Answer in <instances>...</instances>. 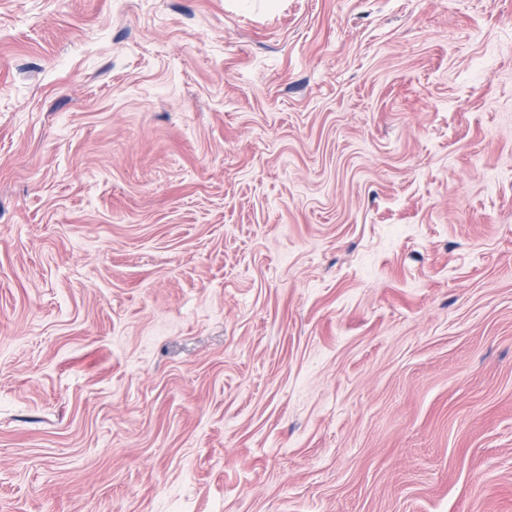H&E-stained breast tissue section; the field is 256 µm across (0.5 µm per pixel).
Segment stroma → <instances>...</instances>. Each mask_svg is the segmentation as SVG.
Segmentation results:
<instances>
[{
    "label": "stroma",
    "instance_id": "35a3bbf8",
    "mask_svg": "<svg viewBox=\"0 0 512 512\" xmlns=\"http://www.w3.org/2000/svg\"><path fill=\"white\" fill-rule=\"evenodd\" d=\"M0 512H512V0H0Z\"/></svg>",
    "mask_w": 512,
    "mask_h": 512
}]
</instances>
